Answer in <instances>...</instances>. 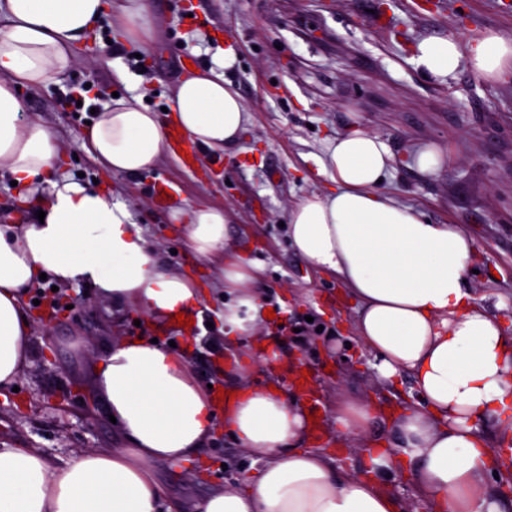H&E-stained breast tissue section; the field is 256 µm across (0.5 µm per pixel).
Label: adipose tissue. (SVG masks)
I'll use <instances>...</instances> for the list:
<instances>
[{
    "instance_id": "ef3b65f1",
    "label": "adipose tissue",
    "mask_w": 512,
    "mask_h": 512,
    "mask_svg": "<svg viewBox=\"0 0 512 512\" xmlns=\"http://www.w3.org/2000/svg\"><path fill=\"white\" fill-rule=\"evenodd\" d=\"M114 10L124 38L149 41L146 0H0V169L16 180L20 199L36 198L45 213L22 226L0 224V389L30 364L24 299L40 275L90 284L116 313L135 306L167 321L200 308L198 288L159 267L128 205L60 168L50 127L23 117L17 87L62 84L73 44ZM236 60L225 50L215 67L186 75L175 89L168 121L200 147L224 150L250 119L224 77ZM464 61L497 78L512 68V38L492 32L464 46L430 37L414 56L433 78ZM165 123L138 101L117 99L97 112L83 147L112 172L139 175L162 158ZM390 159L386 143L367 131L337 137L324 165L335 187L292 209L288 238L309 265L350 289L357 339L373 353L379 377L394 384L412 374L418 399L399 418L394 446L360 449L363 470L338 472L331 457L306 446L298 391L242 383L224 409V430L260 466L196 499L193 512H395L380 483L407 465L430 512H506L488 486L496 450L480 425L493 421L499 444L512 441V339L464 286L473 239L380 192ZM171 217L183 223L192 251L224 260L226 341L251 337L265 321L257 267L228 254L223 209H176ZM91 386L124 447L83 450L61 468L30 448L0 450V512H162L159 466L190 462L212 435L207 389L171 349L130 336L114 337L95 358Z\"/></svg>"
}]
</instances>
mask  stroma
<instances>
[{
    "label": "stroma",
    "mask_w": 512,
    "mask_h": 512,
    "mask_svg": "<svg viewBox=\"0 0 512 512\" xmlns=\"http://www.w3.org/2000/svg\"><path fill=\"white\" fill-rule=\"evenodd\" d=\"M148 12L147 46L121 42L112 14L77 42L62 85L20 88L26 117L51 128L68 173L127 203L162 267L199 288L201 321L191 334L172 328L167 337L201 384L228 385L223 263L187 247L183 225L169 218L176 207H220L231 217L235 253L259 266L261 294L275 313L263 336L281 361L304 363L311 372L321 422L343 401L362 398L378 410L367 439L394 441L395 419L417 398L411 375L394 386L378 379L372 353L356 341L349 292L295 253L283 223L304 198L332 189L321 171L329 141L355 126L379 135L392 155L381 192L473 238L465 286L488 313L512 325V74L490 81L464 63L441 81L413 62L418 42L429 37L465 44L496 31L512 38V8L502 0H148ZM379 13L388 15V25L376 24ZM229 45L238 61L225 77L250 120L221 152L222 166H211L212 152L202 149L196 166L186 167L171 147L156 169L127 177L83 149L91 115L72 112L65 95L91 82L87 105L136 96L157 112L189 67L206 69ZM275 83L283 85L281 94L271 93ZM423 145L445 156L435 174L415 164ZM161 181L171 188L162 205L153 196ZM51 286L42 280L28 294L27 310L38 323L33 365L17 391L0 395V448H34L61 465L80 450L123 447L89 385V360L112 337H150L154 330L138 310L112 315L82 284L62 287L61 306L52 308L39 298ZM257 467L219 424L195 462L163 465L158 474L168 496L189 501Z\"/></svg>",
    "instance_id": "35a3bbf8"
}]
</instances>
